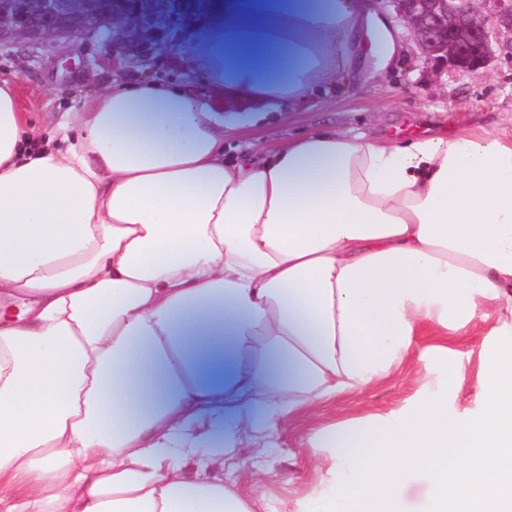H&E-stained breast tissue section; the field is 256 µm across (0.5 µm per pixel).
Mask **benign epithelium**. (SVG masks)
Returning a JSON list of instances; mask_svg holds the SVG:
<instances>
[{
	"label": "benign epithelium",
	"mask_w": 512,
	"mask_h": 512,
	"mask_svg": "<svg viewBox=\"0 0 512 512\" xmlns=\"http://www.w3.org/2000/svg\"><path fill=\"white\" fill-rule=\"evenodd\" d=\"M411 29L421 52L448 73L478 78L491 57L492 40L512 45V0H383ZM70 0H0V45L39 46L58 40L57 53L72 65L69 40L101 35L118 18L128 20L138 53L164 44L158 27L156 0H136L132 12L123 7H88L70 12Z\"/></svg>",
	"instance_id": "7a95c632"
}]
</instances>
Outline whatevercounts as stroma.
<instances>
[{"label":"stroma","instance_id":"35a3bbf8","mask_svg":"<svg viewBox=\"0 0 512 512\" xmlns=\"http://www.w3.org/2000/svg\"><path fill=\"white\" fill-rule=\"evenodd\" d=\"M165 48L122 73L125 81L151 78L180 80L193 46L185 32H168ZM70 51L75 63L63 68L55 43L39 47H0V79L14 81L18 100L36 129L46 137L61 112L72 102L102 92L112 82V40L77 36ZM462 125H493L512 134V54L493 44L492 58L478 79L455 78L439 71L409 45L399 75L388 83L354 77L337 83L334 91L296 107L278 122L239 130L227 143L239 151L271 149L301 132L336 128L350 134L409 141L417 135H437ZM443 339L431 328L413 340L410 361L390 379L359 394L337 395L322 418L296 412L274 433L267 448H244L224 457V480L255 499V512H299L317 489L311 478L315 465H329L328 453L312 455L308 440L320 420L355 423L403 410L416 401L422 377L434 361L427 350Z\"/></svg>","mask_w":512,"mask_h":512}]
</instances>
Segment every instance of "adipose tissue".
<instances>
[{
  "label": "adipose tissue",
  "instance_id": "ef3b65f1",
  "mask_svg": "<svg viewBox=\"0 0 512 512\" xmlns=\"http://www.w3.org/2000/svg\"><path fill=\"white\" fill-rule=\"evenodd\" d=\"M189 81L114 84L30 136L0 80V512H253L225 449L389 377L420 327L478 336L457 368L356 431L306 512H490L512 446V137L399 144L326 129L255 157L224 140L360 72L399 31L374 0H224ZM290 50L278 81L248 67ZM243 362L225 428L209 362Z\"/></svg>",
  "mask_w": 512,
  "mask_h": 512
}]
</instances>
